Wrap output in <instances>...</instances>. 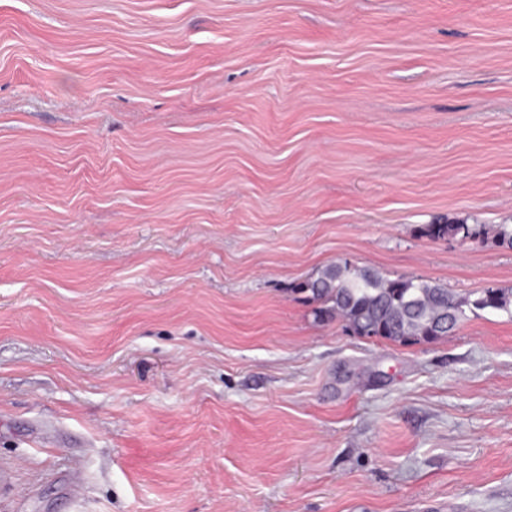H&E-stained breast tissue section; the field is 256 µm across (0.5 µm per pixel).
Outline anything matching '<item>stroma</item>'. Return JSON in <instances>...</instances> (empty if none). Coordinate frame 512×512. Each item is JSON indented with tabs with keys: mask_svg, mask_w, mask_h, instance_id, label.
Wrapping results in <instances>:
<instances>
[{
	"mask_svg": "<svg viewBox=\"0 0 512 512\" xmlns=\"http://www.w3.org/2000/svg\"><path fill=\"white\" fill-rule=\"evenodd\" d=\"M480 225L431 238L430 224ZM512 0H0V512H512ZM292 292L307 293L320 304L314 318L342 321L357 336L401 344L435 342L467 319V311L503 310L512 314V290L486 289L455 295L442 284L368 268L336 264Z\"/></svg>",
	"mask_w": 512,
	"mask_h": 512,
	"instance_id": "35a3bbf8",
	"label": "stroma"
}]
</instances>
